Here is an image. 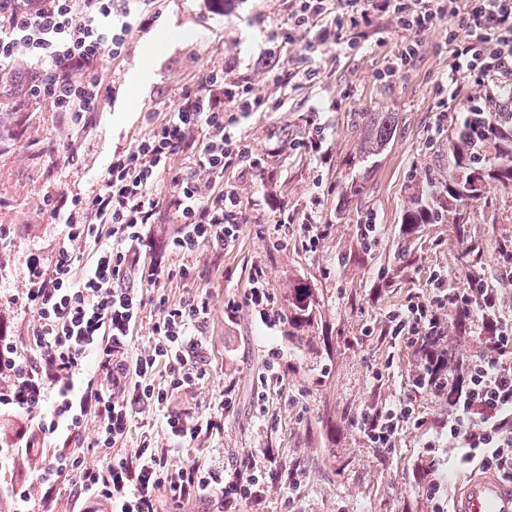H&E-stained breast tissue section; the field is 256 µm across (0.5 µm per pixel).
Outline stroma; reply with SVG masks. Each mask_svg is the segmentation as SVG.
I'll use <instances>...</instances> for the list:
<instances>
[{"label":"stroma","mask_w":512,"mask_h":512,"mask_svg":"<svg viewBox=\"0 0 512 512\" xmlns=\"http://www.w3.org/2000/svg\"><path fill=\"white\" fill-rule=\"evenodd\" d=\"M156 10L120 58L101 66L112 94L87 121L46 104L19 106L13 86L0 93V269L7 273L0 279V328L25 347L32 315L14 299L26 286L29 258L49 259L60 237L45 197L95 188L113 150L138 135L148 113L176 104L200 71L229 67L231 82L259 88L277 106L236 124L261 158L252 175L233 167L224 172L248 217L237 240L223 253L193 257L190 276L165 285L170 303L206 290L213 305L201 336L206 375L173 392L171 408L208 412L228 385L235 399L223 432L176 460L204 462L213 448L223 449L229 462L254 459L266 482L264 512H430L417 478L420 435L402 431L394 453L382 456L350 418L372 401L407 392L417 365L413 347L374 333L381 317L408 295H429L433 273L452 282L467 275L449 224L424 225L410 263L395 253L402 212L425 169L448 166L439 127L483 106L484 87L463 78L455 98L441 92L452 62L441 28L423 35L422 52L409 67L382 82L379 70L409 34L378 18L360 47H331L316 56L310 80L289 67L288 48L259 59L268 35L288 31V0H159ZM149 48L152 78L130 96V76ZM378 111L395 113L397 134L381 155L360 159L361 136L351 118ZM315 137L322 140L318 154L305 146ZM70 145L78 153L69 162L62 152ZM491 198L471 208L468 225L490 253L501 236L512 234V189H494ZM313 208L330 233L309 252L298 226ZM283 214L288 231L274 235L273 223ZM371 219L378 242L354 260L360 226ZM256 267L266 271L281 315L272 325L246 306L232 318L224 313L225 299L243 296ZM296 285L311 288L316 300L312 345L304 350L288 338V292ZM54 448L48 440L40 457L0 461V486L19 484L40 495L38 469ZM292 474L301 482L296 492L288 488Z\"/></svg>","instance_id":"stroma-1"}]
</instances>
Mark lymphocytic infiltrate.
Wrapping results in <instances>:
<instances>
[{"mask_svg": "<svg viewBox=\"0 0 512 512\" xmlns=\"http://www.w3.org/2000/svg\"><path fill=\"white\" fill-rule=\"evenodd\" d=\"M155 0H0V81H15L28 102L47 103L76 120L99 111L110 87L100 65L121 56L129 35L154 19ZM345 0L352 27L372 26L388 16L411 38L388 58L378 76L390 79L421 51L420 34L442 20L454 21L448 32L452 65L446 79L455 85L464 74L483 82L512 78V0ZM297 25L315 28L314 41L293 61L306 76L316 73L313 53L341 45L342 37L324 18L328 0H290ZM268 97L252 86L227 83L223 68L203 71L185 85L173 108L146 118L140 134L115 149L94 189L61 197L48 215L61 227L49 264L32 261L23 293L33 315L28 343L37 353H18L11 336L0 332V412L33 414L50 408V421L18 429L12 456L38 455L41 440L58 437L62 448L44 461L39 473L42 494L32 498L23 488L13 495L20 512H53L63 482L79 512H180L187 504L221 505L237 512L248 503L260 512L265 488L247 461L177 464L175 454L190 451L224 428L233 406L224 390L211 412L175 411L169 399L176 390L202 380L206 370L198 338L212 314L209 293L179 305L168 304L164 285L190 273L187 259L221 252L234 242L246 215L235 188L225 185L224 169L239 166L251 173L260 161L233 126L239 112L266 109ZM191 152L190 166L174 164ZM169 185L158 195L159 185ZM178 225L169 242L175 263L131 267L132 254L147 246L161 212ZM91 256H84L83 246ZM136 272L140 285L125 280ZM252 286L243 299L224 302L227 315L240 305L258 311L262 321L277 318L275 296L262 268H254ZM512 280V244H498L494 271L454 285L446 275L434 278L430 297L408 296L387 312L381 334L417 348L421 361L410 374V392L367 405L351 418L370 447L391 454L401 430L424 438L428 456L447 452L448 463L464 471L473 467L512 482V307L497 288ZM158 295V316L146 346L136 347L135 327L143 319L144 290ZM464 315L469 331L481 338L480 352L460 358L438 346L448 319ZM96 374L86 377L87 362ZM164 384H157V375ZM427 394L448 403V416L431 423L412 397ZM151 412L160 434L141 435L133 456L118 454L135 409ZM93 419L96 436L77 441L73 433ZM111 450L112 458L90 466L88 454Z\"/></svg>", "mask_w": 512, "mask_h": 512, "instance_id": "1", "label": "lymphocytic infiltrate"}]
</instances>
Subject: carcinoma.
Returning a JSON list of instances; mask_svg holds the SVG:
<instances>
[{
  "label": "carcinoma",
  "mask_w": 512,
  "mask_h": 512,
  "mask_svg": "<svg viewBox=\"0 0 512 512\" xmlns=\"http://www.w3.org/2000/svg\"><path fill=\"white\" fill-rule=\"evenodd\" d=\"M352 127L365 132L363 154L375 155L395 137L393 112H357ZM512 187V96L491 99L482 109L464 112L448 125V177L428 169L409 197L401 216L403 237L400 254L412 252V239L426 224L455 226L462 258L471 275L484 273L483 243L467 230L468 210L488 200L491 189ZM313 292L306 286L289 289L290 337L300 346H310L309 329L314 325Z\"/></svg>",
  "instance_id": "carcinoma-1"
}]
</instances>
